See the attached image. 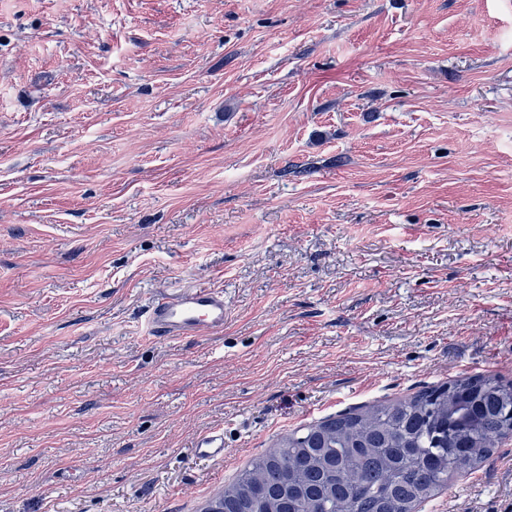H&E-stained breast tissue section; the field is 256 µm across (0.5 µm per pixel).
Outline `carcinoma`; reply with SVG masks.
Masks as SVG:
<instances>
[{"label": "carcinoma", "instance_id": "carcinoma-1", "mask_svg": "<svg viewBox=\"0 0 512 512\" xmlns=\"http://www.w3.org/2000/svg\"><path fill=\"white\" fill-rule=\"evenodd\" d=\"M512 435V382L460 377L289 431L203 512H416Z\"/></svg>", "mask_w": 512, "mask_h": 512}]
</instances>
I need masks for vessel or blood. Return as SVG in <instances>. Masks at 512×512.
Returning a JSON list of instances; mask_svg holds the SVG:
<instances>
[{
  "label": "vessel or blood",
  "mask_w": 512,
  "mask_h": 512,
  "mask_svg": "<svg viewBox=\"0 0 512 512\" xmlns=\"http://www.w3.org/2000/svg\"><path fill=\"white\" fill-rule=\"evenodd\" d=\"M226 302L220 288L189 287L154 299L144 319V331L153 340L168 341L219 332L224 328ZM196 457L212 460L224 455V432L200 435L193 448Z\"/></svg>",
  "instance_id": "b4317fda"
}]
</instances>
